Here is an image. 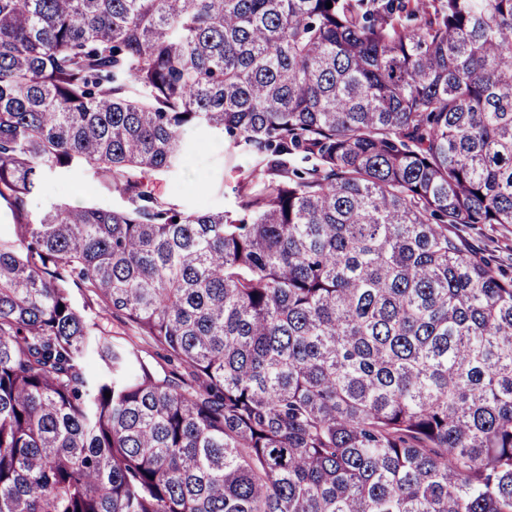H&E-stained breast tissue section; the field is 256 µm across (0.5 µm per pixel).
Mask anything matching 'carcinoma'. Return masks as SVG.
I'll return each mask as SVG.
<instances>
[{
	"label": "carcinoma",
	"mask_w": 512,
	"mask_h": 512,
	"mask_svg": "<svg viewBox=\"0 0 512 512\" xmlns=\"http://www.w3.org/2000/svg\"><path fill=\"white\" fill-rule=\"evenodd\" d=\"M0 199V512H512V0H0ZM189 166L156 174V193L181 209L221 211L234 205L233 187L252 170L245 156L230 152L224 140L198 132L188 137ZM52 202L93 205L107 209L123 206L119 197L97 187L94 170L88 165L61 169L46 175L42 190L36 196L34 210L38 211ZM448 235L459 245L491 263L494 269L512 276V225H448ZM103 327L109 332L108 338L119 344L137 343L142 349V356L144 359L151 361L153 364L160 366H166V362L163 357V352L155 347L141 342L137 335L130 330L127 326L119 323L113 319H103Z\"/></svg>",
	"instance_id": "cac0c4a2"
}]
</instances>
